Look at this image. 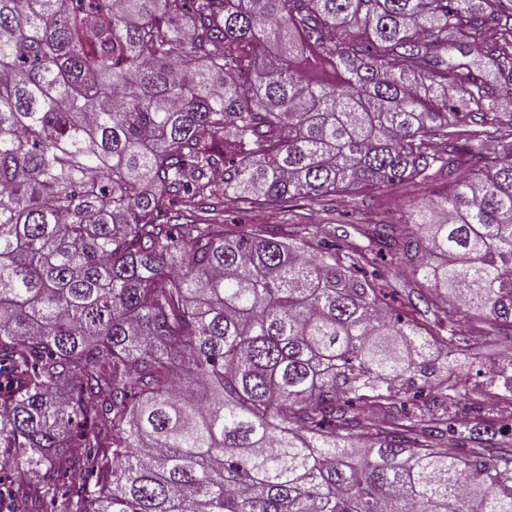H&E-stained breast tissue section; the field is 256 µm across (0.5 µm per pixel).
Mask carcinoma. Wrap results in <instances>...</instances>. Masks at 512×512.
I'll use <instances>...</instances> for the list:
<instances>
[{"instance_id":"carcinoma-1","label":"carcinoma","mask_w":512,"mask_h":512,"mask_svg":"<svg viewBox=\"0 0 512 512\" xmlns=\"http://www.w3.org/2000/svg\"><path fill=\"white\" fill-rule=\"evenodd\" d=\"M511 90L512 0H0V512H512L373 249L223 219L440 176L365 235L512 325Z\"/></svg>"}]
</instances>
